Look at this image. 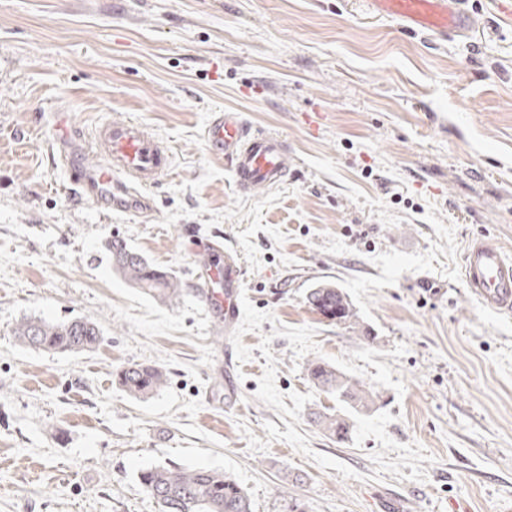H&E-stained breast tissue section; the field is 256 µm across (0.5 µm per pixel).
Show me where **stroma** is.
Returning a JSON list of instances; mask_svg holds the SVG:
<instances>
[{
  "instance_id": "1",
  "label": "stroma",
  "mask_w": 512,
  "mask_h": 512,
  "mask_svg": "<svg viewBox=\"0 0 512 512\" xmlns=\"http://www.w3.org/2000/svg\"><path fill=\"white\" fill-rule=\"evenodd\" d=\"M470 33L409 32L362 0H0V512H158L151 465L232 474L254 512H512V315L461 273L468 240L512 250V26L468 0ZM217 107L283 133L279 188L237 193L201 130ZM133 117L174 167L151 222L81 200L50 114ZM118 236L182 284L162 305L112 269ZM244 270L234 341L206 307L207 249ZM330 283L371 339L306 303ZM86 319L99 346L18 340ZM321 359L376 397L353 412ZM162 367L135 399L131 363ZM346 414L339 443L314 424ZM17 333L31 349L61 354L92 349L102 337L100 328L84 319L64 323L26 319L20 323ZM307 371L310 380L318 389L336 395V400L346 403L356 412L371 410L375 404L373 394L362 381L348 376L327 362L312 360ZM119 385L134 398H145L159 391L166 382L165 373L156 366L131 363L116 373Z\"/></svg>"
}]
</instances>
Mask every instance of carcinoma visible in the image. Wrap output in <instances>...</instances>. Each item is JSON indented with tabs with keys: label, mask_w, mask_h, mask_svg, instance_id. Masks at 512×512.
<instances>
[{
	"label": "carcinoma",
	"mask_w": 512,
	"mask_h": 512,
	"mask_svg": "<svg viewBox=\"0 0 512 512\" xmlns=\"http://www.w3.org/2000/svg\"><path fill=\"white\" fill-rule=\"evenodd\" d=\"M107 248L112 269L153 300L166 303L180 295V281L155 268L124 239L112 238ZM306 302L311 310L323 318L368 333L343 289L331 284H319L308 290ZM17 333L31 349L61 354L92 349L102 337L100 328L84 319L64 323L26 319L20 323ZM308 376L318 389L336 396L337 400L356 412L368 411L375 404L373 394L362 381L320 359L310 361ZM116 377L124 391L134 398L152 395L166 382L165 373L160 368L136 363L119 369ZM314 422L336 442L342 443L348 439L351 428L348 416L318 413L314 416ZM139 481L145 493L157 504L158 512H252L246 491L226 472L158 465L141 470Z\"/></svg>",
	"instance_id": "cac0c4a2"
}]
</instances>
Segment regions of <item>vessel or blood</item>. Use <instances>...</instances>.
I'll return each instance as SVG.
<instances>
[{"instance_id":"1","label":"vessel or blood","mask_w":512,"mask_h":512,"mask_svg":"<svg viewBox=\"0 0 512 512\" xmlns=\"http://www.w3.org/2000/svg\"><path fill=\"white\" fill-rule=\"evenodd\" d=\"M376 14L400 21L404 28L441 36L470 28L465 0H370ZM207 151L224 157L236 190L253 196L287 181L295 157L285 138L248 126L241 113L218 108L204 126ZM54 143L59 163L76 176L81 196L96 208L131 213L141 218L153 212L151 189L173 168L170 144L132 118L104 119L92 136L72 130L66 113L55 115ZM97 163H88V155ZM463 278L483 307L512 313V253L492 238L471 241L463 254ZM243 270L236 261L205 260L199 286L210 310L225 328L237 326Z\"/></svg>"}]
</instances>
